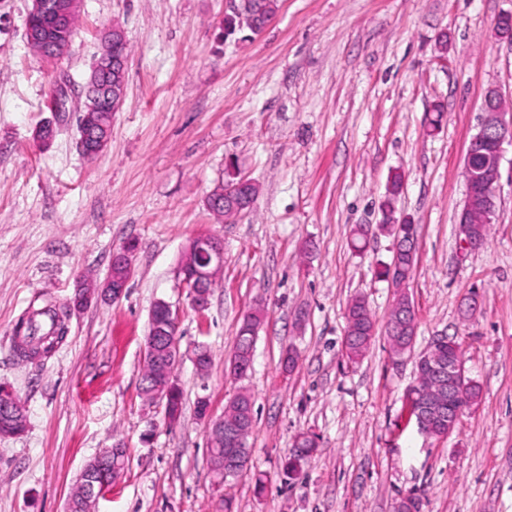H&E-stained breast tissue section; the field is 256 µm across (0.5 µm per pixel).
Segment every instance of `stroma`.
<instances>
[{"instance_id":"obj_1","label":"stroma","mask_w":512,"mask_h":512,"mask_svg":"<svg viewBox=\"0 0 512 512\" xmlns=\"http://www.w3.org/2000/svg\"><path fill=\"white\" fill-rule=\"evenodd\" d=\"M31 6L0 0V383L27 410L22 434L0 437V512H66L85 465L117 444L128 466L96 512H224L228 499L233 512H392L410 495L420 512H512L511 145L485 243L462 249L457 224L485 92L512 113V40L495 28L512 0H279L246 41L225 35V0H81L57 60L27 44ZM114 25L131 47L124 103L89 159L77 112L51 101L62 74L80 92ZM45 122L56 128L47 146L35 137ZM231 172L259 192L227 223L206 200ZM394 173L404 181L395 218L417 228L407 288L417 330L400 357L383 331L396 290L376 275L395 247L379 228ZM359 224L373 230L356 243ZM200 234L224 242L201 315L178 278ZM131 240L124 296L72 316L50 358L19 360L15 325L33 298L62 302L79 277L104 281ZM355 297L378 332L352 363L343 338ZM160 299L181 312L173 425L140 394ZM257 309L252 368L237 380L229 359ZM442 336L460 343L481 401L436 439L409 421L405 395L419 354ZM197 344L213 355L203 374L189 356ZM242 389L254 400L250 463L222 487L196 403L207 398L218 417ZM304 433L318 449L285 478Z\"/></svg>"}]
</instances>
